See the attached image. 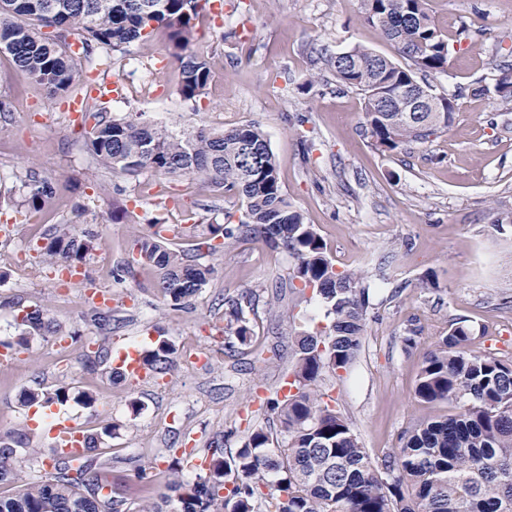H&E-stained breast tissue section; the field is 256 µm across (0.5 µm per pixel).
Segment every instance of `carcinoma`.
Returning <instances> with one entry per match:
<instances>
[{
  "label": "carcinoma",
  "instance_id": "cac0c4a2",
  "mask_svg": "<svg viewBox=\"0 0 512 512\" xmlns=\"http://www.w3.org/2000/svg\"><path fill=\"white\" fill-rule=\"evenodd\" d=\"M210 0H0V53L53 100L88 86L89 74L115 52L145 44L159 29L168 33L170 63L177 66V93L195 104L212 77L209 60L189 49L196 21ZM365 20L377 26L405 65L354 46L332 58L336 78L364 97L365 129L375 148L393 152L405 143L424 144L448 128L454 104L438 96L435 112L414 119L401 111V89L432 92L416 72L448 67V47L431 20L427 0H363ZM83 146L97 164L129 177L163 173L192 177L230 193L240 202L239 223L169 227L160 219L134 239L129 269L156 274V287L175 308L192 304L208 284L213 268L173 247V237H204L219 253L226 241L260 236L294 260L291 279L312 290L326 326L296 336L297 349L286 384L262 407L273 426L247 428L235 452L224 443L234 431L210 442L196 466V479L175 480L176 512H512V360L477 354L470 344L485 330L458 321L424 357L415 396L428 404L459 405L456 414L423 419L406 428L401 447L377 463L360 445L336 400L319 390L325 373L347 370L362 345L372 285L356 271H338L314 225L304 221L283 192L270 144L254 123L232 129L206 125L183 130L158 126L140 113L112 115L93 98L85 99ZM57 193L53 183L34 176L23 183L21 205L39 210ZM41 247L51 267H82L98 245L88 220L54 224ZM251 301L229 300L224 332L241 345L253 341L246 308ZM87 321L112 332L110 310L91 306ZM16 345L29 348L34 336H67L46 310L33 309L18 322ZM174 341L160 335L141 352L153 374L175 365ZM75 400L92 406L88 391L72 395L62 386L23 392L26 406L63 405ZM106 426L89 434L74 461L59 457L48 478L32 475L15 495H0V512H132L125 493L100 475L98 448ZM25 429L0 433V482L18 477V454L34 462Z\"/></svg>",
  "mask_w": 512,
  "mask_h": 512
}]
</instances>
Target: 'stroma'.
<instances>
[{"mask_svg":"<svg viewBox=\"0 0 512 512\" xmlns=\"http://www.w3.org/2000/svg\"><path fill=\"white\" fill-rule=\"evenodd\" d=\"M429 10L448 43V69L423 80L454 102L455 113L431 142L392 153L373 146L361 94L339 83L328 64L358 45L395 56L381 31L363 21L361 0H224L222 19L201 16L192 42L212 66L195 106L176 93L179 75L164 61L162 30L150 47L114 53L110 68L92 74L119 83L114 114L142 112L177 128L253 122L266 133L285 193L323 238L336 269L364 270L374 286L353 367L325 374L321 388L376 459L398 448L415 420L452 413L414 393L425 354L452 323L484 326L472 350L512 359V225L492 227L497 215L512 213V103L478 92L512 64V0H429ZM0 102L7 107L0 114V190L10 194L0 202V268L8 273L0 284V344L16 340L14 319L34 304L68 332L0 359V432L31 431L40 473L50 475L46 415L21 406L19 396L32 387L92 390L94 406L72 401L62 414L86 431L115 425L101 448L109 481L135 503L159 500L176 450L205 454L210 439L227 431L233 451L248 426L266 423L260 402L281 389L296 332L323 326V314L290 288L288 253L250 236L217 254L194 251L214 272L191 306L173 308L151 272L125 274L135 235L153 217L183 224L193 211L207 224L238 222L237 199L190 178L135 179L98 167L68 102L49 101L1 54ZM30 172L59 188L38 212L14 205ZM164 191L179 206L160 207ZM81 209L96 221L98 247L85 281L65 282L37 248L51 225ZM92 286L112 295L113 334L84 322ZM245 295L256 336L230 348L224 301ZM160 328L177 348L169 373L116 382L107 367L85 369L99 344L141 350ZM132 398L139 413L128 407ZM139 467L144 477H136Z\"/></svg>","mask_w":512,"mask_h":512,"instance_id":"stroma-1","label":"stroma"}]
</instances>
